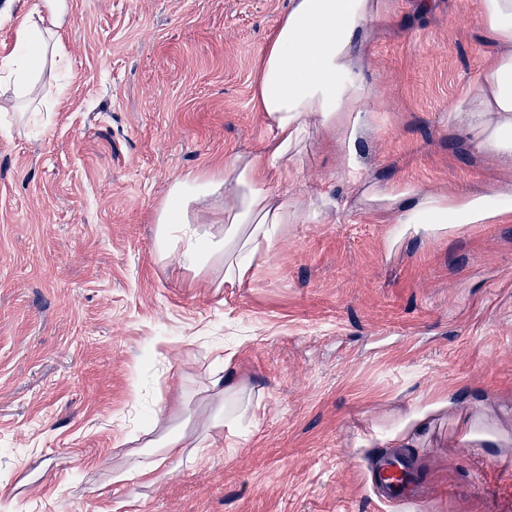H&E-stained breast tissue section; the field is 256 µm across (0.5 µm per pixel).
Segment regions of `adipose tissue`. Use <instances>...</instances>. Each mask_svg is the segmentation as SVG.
I'll return each instance as SVG.
<instances>
[{
    "label": "adipose tissue",
    "instance_id": "obj_1",
    "mask_svg": "<svg viewBox=\"0 0 512 512\" xmlns=\"http://www.w3.org/2000/svg\"><path fill=\"white\" fill-rule=\"evenodd\" d=\"M477 14L490 49L480 77L449 108L448 125L476 151L512 169V0H479ZM388 20L386 0H288L254 73L253 101L271 138L223 167L173 181L156 218L158 262L177 254L180 270L216 269L221 285L235 288L273 250L284 225L336 217L359 203L382 221L417 224L426 232L512 218V181L460 197L410 183H380L359 161L357 143L375 116L365 47ZM45 34L42 18L31 14L17 28L13 77L20 88L29 87L46 61ZM316 135L336 147L348 188L343 201L317 203L294 189L269 186L272 175L302 167L306 144ZM209 199L223 206L210 221L194 209ZM185 440V433L171 434L160 451L113 470V482L153 485Z\"/></svg>",
    "mask_w": 512,
    "mask_h": 512
}]
</instances>
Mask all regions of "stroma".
<instances>
[{"label":"stroma","instance_id":"1","mask_svg":"<svg viewBox=\"0 0 512 512\" xmlns=\"http://www.w3.org/2000/svg\"><path fill=\"white\" fill-rule=\"evenodd\" d=\"M39 0H0V94ZM32 92L0 116V501L13 512H512V220L414 232L358 210L291 224L238 288L155 260L171 183L270 137L254 62L286 0H64ZM477 0H390L366 52L369 174L461 195L499 168L448 130L487 43ZM343 196L335 150L293 177ZM223 347L247 406L206 427ZM182 430L158 482L113 484L132 438ZM407 449L424 496L379 501Z\"/></svg>","mask_w":512,"mask_h":512}]
</instances>
